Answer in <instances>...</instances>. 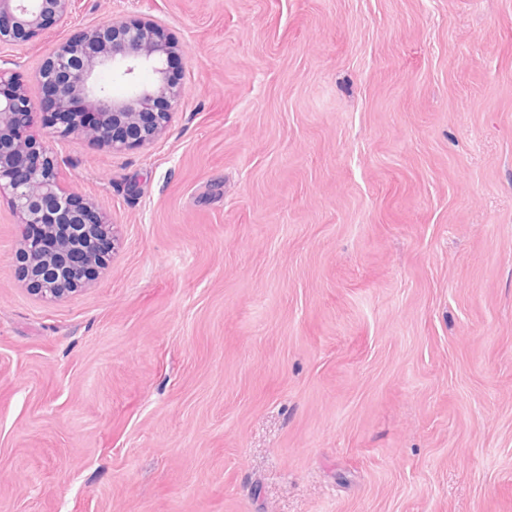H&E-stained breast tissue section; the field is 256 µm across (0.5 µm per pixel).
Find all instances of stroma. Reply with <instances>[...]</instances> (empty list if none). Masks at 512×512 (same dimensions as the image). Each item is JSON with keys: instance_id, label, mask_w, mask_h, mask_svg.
<instances>
[{"instance_id": "35a3bbf8", "label": "stroma", "mask_w": 512, "mask_h": 512, "mask_svg": "<svg viewBox=\"0 0 512 512\" xmlns=\"http://www.w3.org/2000/svg\"><path fill=\"white\" fill-rule=\"evenodd\" d=\"M182 97L122 151L36 117L118 244L31 295L0 199V512H512V0H73Z\"/></svg>"}]
</instances>
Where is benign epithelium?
Listing matches in <instances>:
<instances>
[{
  "instance_id": "1",
  "label": "benign epithelium",
  "mask_w": 512,
  "mask_h": 512,
  "mask_svg": "<svg viewBox=\"0 0 512 512\" xmlns=\"http://www.w3.org/2000/svg\"><path fill=\"white\" fill-rule=\"evenodd\" d=\"M72 0H0V44L29 42L64 19ZM177 47L150 19H134L89 30L57 47L33 75L39 99L16 81L9 61L0 62V196L24 225L42 233L24 236L17 251L29 291L42 300H60L93 282L107 262L99 252L100 233L112 225L97 207L63 190L57 160L40 145L33 127L39 112H62L80 100L95 110L87 126L56 128L67 137L80 133L114 150L141 147L161 134L182 89L169 76ZM142 68L156 79L143 84ZM110 72L128 82L124 96L101 83Z\"/></svg>"
}]
</instances>
